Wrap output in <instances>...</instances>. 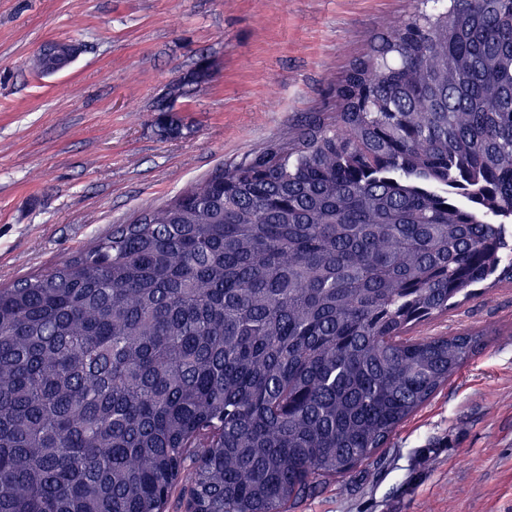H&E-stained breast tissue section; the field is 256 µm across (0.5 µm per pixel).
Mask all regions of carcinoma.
<instances>
[{"label":"carcinoma","mask_w":512,"mask_h":512,"mask_svg":"<svg viewBox=\"0 0 512 512\" xmlns=\"http://www.w3.org/2000/svg\"><path fill=\"white\" fill-rule=\"evenodd\" d=\"M417 3L336 111L0 288V512H290L494 333L408 336L512 280V0Z\"/></svg>","instance_id":"carcinoma-1"}]
</instances>
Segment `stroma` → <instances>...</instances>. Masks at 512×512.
Instances as JSON below:
<instances>
[{
  "label": "stroma",
  "mask_w": 512,
  "mask_h": 512,
  "mask_svg": "<svg viewBox=\"0 0 512 512\" xmlns=\"http://www.w3.org/2000/svg\"><path fill=\"white\" fill-rule=\"evenodd\" d=\"M411 0H0V287L60 264L317 112ZM78 45L55 74L47 42ZM210 79L188 81L200 61ZM180 134L155 109L172 83ZM494 327L371 461L294 512H512V283L413 328Z\"/></svg>",
  "instance_id": "obj_1"
}]
</instances>
